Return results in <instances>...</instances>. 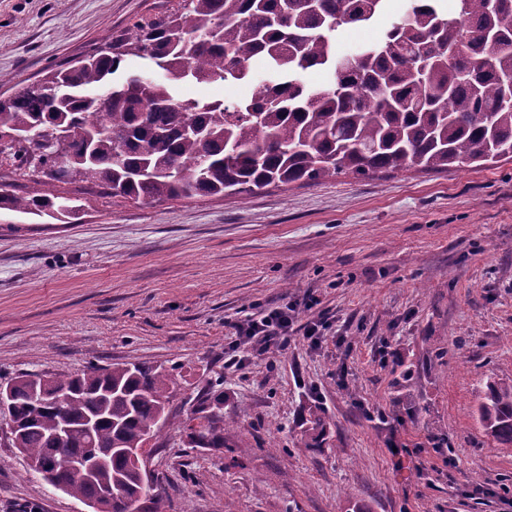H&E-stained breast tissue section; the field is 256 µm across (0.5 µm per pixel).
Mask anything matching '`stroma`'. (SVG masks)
<instances>
[{
    "instance_id": "1",
    "label": "stroma",
    "mask_w": 512,
    "mask_h": 512,
    "mask_svg": "<svg viewBox=\"0 0 512 512\" xmlns=\"http://www.w3.org/2000/svg\"><path fill=\"white\" fill-rule=\"evenodd\" d=\"M180 3L0 0V97ZM404 5L344 27L337 56L378 40ZM80 189L68 223L0 214V383L117 363L168 373L156 512H512L498 496L512 447L477 414L487 381L512 383V160L243 201ZM287 302L300 306L287 349L238 337ZM230 350L241 366H225ZM219 393L223 447L189 446L182 423ZM0 512L87 507L0 435Z\"/></svg>"
}]
</instances>
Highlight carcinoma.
I'll use <instances>...</instances> for the list:
<instances>
[{"instance_id":"carcinoma-1","label":"carcinoma","mask_w":512,"mask_h":512,"mask_svg":"<svg viewBox=\"0 0 512 512\" xmlns=\"http://www.w3.org/2000/svg\"><path fill=\"white\" fill-rule=\"evenodd\" d=\"M390 2L183 0L166 18L135 25L0 100V132L53 129L64 142L62 155L46 153L43 188L27 196L1 189L0 210L60 221L82 199L59 194L57 183L89 182L151 202L511 160L512 0H455L452 13L446 0H407L381 39L336 56L333 35L376 21ZM128 57L149 61L167 81H114ZM257 59L267 65L262 79L253 73ZM315 67L333 70V80L307 85L303 75ZM180 81L246 83L249 93L179 98L172 83ZM169 381L138 364L53 375L42 389L69 392L61 411L36 403L33 382L18 375L8 381L7 412L19 423L12 446L37 464L33 474L74 498L105 512H146L156 486L144 479L137 451L164 424ZM478 412L486 433L511 447L512 384L488 383ZM200 413L183 427L194 446L224 447V402ZM65 416L73 428L62 440ZM92 448L112 450L93 478L52 468Z\"/></svg>"}]
</instances>
